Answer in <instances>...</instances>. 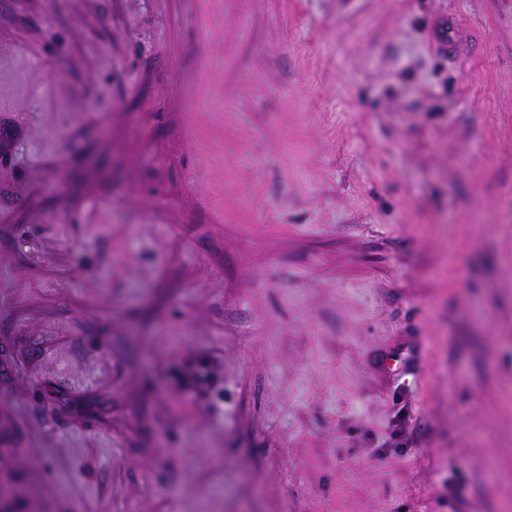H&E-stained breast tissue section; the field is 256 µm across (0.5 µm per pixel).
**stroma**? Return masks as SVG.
Listing matches in <instances>:
<instances>
[{"mask_svg": "<svg viewBox=\"0 0 512 512\" xmlns=\"http://www.w3.org/2000/svg\"><path fill=\"white\" fill-rule=\"evenodd\" d=\"M1 126L0 512H512V0H0ZM214 374L208 362L198 360L185 367L177 379V384L196 396L204 395L211 387Z\"/></svg>", "mask_w": 512, "mask_h": 512, "instance_id": "stroma-1", "label": "stroma"}]
</instances>
